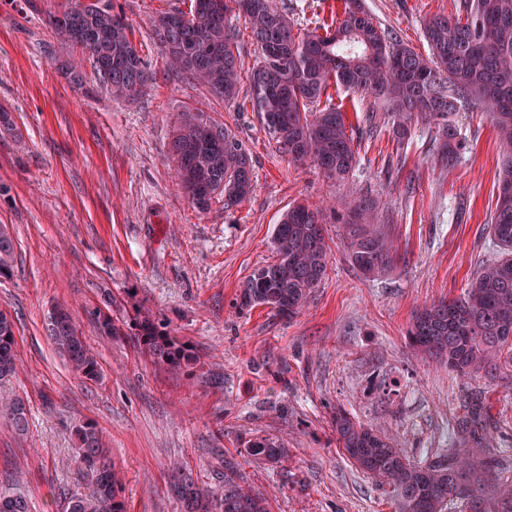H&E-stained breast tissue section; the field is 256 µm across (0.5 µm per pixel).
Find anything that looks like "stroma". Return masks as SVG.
I'll return each mask as SVG.
<instances>
[{"label":"stroma","mask_w":512,"mask_h":512,"mask_svg":"<svg viewBox=\"0 0 512 512\" xmlns=\"http://www.w3.org/2000/svg\"><path fill=\"white\" fill-rule=\"evenodd\" d=\"M75 0H0V224L15 238L13 269L0 277V310L16 324L17 370L0 397L26 403L29 431L0 421V487L22 490L31 512H63L93 475L74 462V426L95 422L125 483L128 512H179L171 463L221 492L224 459L268 493L271 512H395L385 488L348 461L330 418L342 406L421 459L448 447L470 393H482L494 426L485 445L507 449L512 477V370L463 378L421 359L405 336L417 309L463 294L498 249L491 234L502 155L482 108L453 117L462 143L442 161L437 130L413 124L408 138L362 136L365 112L386 99L337 89L353 128L358 163L346 182L309 162L282 159L256 113L240 112L173 75L150 19L187 0H112L152 75L146 94L115 98L86 54L64 42L51 15ZM463 0H364L376 23L428 54L426 21L453 16ZM82 65V85L65 66ZM229 125L248 148L249 198L199 211L174 176L169 143L182 114ZM372 199L395 258L366 277L348 257V229L326 219V276L290 319L267 308L239 309L252 271L272 258L271 236L290 205ZM132 318L149 308L188 342L192 369L155 367L132 338L100 336L86 311L102 305ZM66 306L101 367L98 380L72 372L46 332L54 305ZM266 436L288 450L283 465L241 458Z\"/></svg>","instance_id":"obj_1"}]
</instances>
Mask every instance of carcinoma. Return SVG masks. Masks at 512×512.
<instances>
[{"label":"carcinoma","instance_id":"1","mask_svg":"<svg viewBox=\"0 0 512 512\" xmlns=\"http://www.w3.org/2000/svg\"><path fill=\"white\" fill-rule=\"evenodd\" d=\"M156 13L154 34L165 48L169 70L208 87L235 104L245 92L278 152L290 162L308 161L338 181L353 174L356 151L345 114L327 95L330 86L388 99L380 116H364L369 131L391 126L397 141L408 137L413 120L438 128L441 158L458 159L453 113L475 103L488 112L506 160L499 178L491 230L498 256L474 277L462 296L433 303L416 312L406 340L424 357L448 370L472 376L497 366L512 367V0H466L455 18L437 15L426 22L430 56L424 57L393 38L374 22L359 0H343L340 15L317 29L295 28L274 0H189ZM243 20L260 50V60L244 67L237 54L232 18ZM100 33L95 44L83 46L100 84L114 97H131L147 88V63L129 37L112 0L78 2L52 20L59 25ZM178 183L200 210L215 199L224 207L245 201L253 189L249 150L226 124L200 115L187 117L171 143ZM350 230V259L366 276L392 262L388 235L375 224L374 206L367 201L345 206ZM324 208L297 204L288 209L272 233L273 260L256 268L240 288L242 310L263 306L280 317H294L326 275L330 246L324 235ZM14 242L0 225V277L10 273ZM101 335L124 336L125 321L99 308L89 311ZM135 341L154 364L192 368L193 350L161 327L147 312L134 317ZM47 330L59 354L88 380L100 375L96 355L68 312L48 317ZM15 323L0 313V377L16 365ZM458 421L461 444L415 460L395 447L386 435L347 409L332 416L336 443L361 472L379 480L393 493L398 512H512V483H493V462L479 458L475 448L491 430L482 398L465 400ZM18 433L27 430L24 402L0 403V418ZM77 461L89 469L95 488L89 495L72 493L64 512H127L124 487L111 449L96 424L74 426ZM244 453L269 464H280L287 450L276 441L255 437ZM177 494L183 512H270L268 498L246 486L238 464L224 461V493L196 485L177 472ZM0 512H29L26 498L5 488Z\"/></svg>","mask_w":512,"mask_h":512}]
</instances>
